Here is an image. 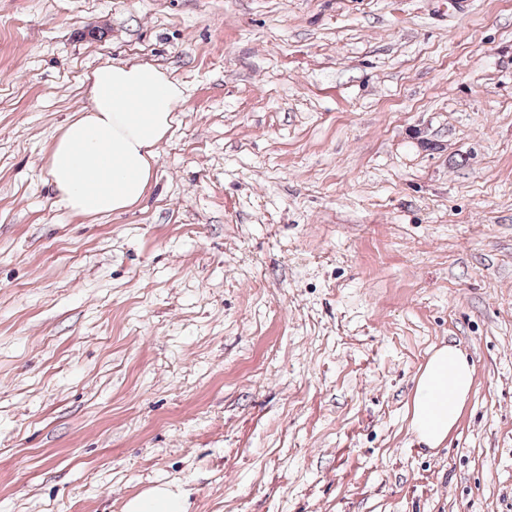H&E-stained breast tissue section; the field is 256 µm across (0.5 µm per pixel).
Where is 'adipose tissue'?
<instances>
[{
    "label": "adipose tissue",
    "mask_w": 512,
    "mask_h": 512,
    "mask_svg": "<svg viewBox=\"0 0 512 512\" xmlns=\"http://www.w3.org/2000/svg\"><path fill=\"white\" fill-rule=\"evenodd\" d=\"M88 104L59 130L47 158L58 203L79 216L133 208L156 178L158 147L176 120L181 85L157 66L109 63L86 74ZM473 368L456 347L435 349L416 380L411 428L441 445L471 392Z\"/></svg>",
    "instance_id": "ef3b65f1"
}]
</instances>
